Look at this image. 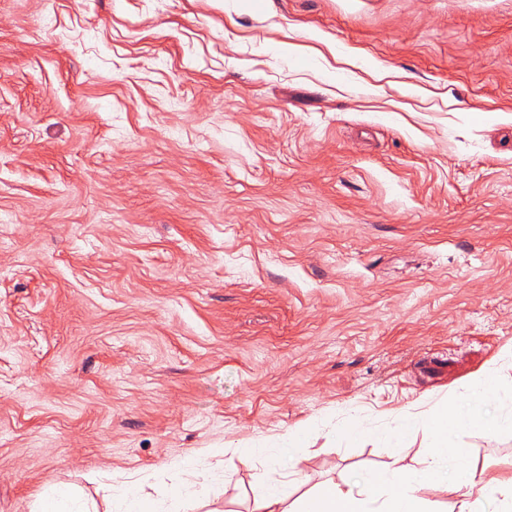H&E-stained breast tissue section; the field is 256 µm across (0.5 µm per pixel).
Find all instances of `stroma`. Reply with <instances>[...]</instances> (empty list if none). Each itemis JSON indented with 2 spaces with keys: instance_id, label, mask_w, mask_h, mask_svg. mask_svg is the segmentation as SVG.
<instances>
[{
  "instance_id": "35a3bbf8",
  "label": "stroma",
  "mask_w": 512,
  "mask_h": 512,
  "mask_svg": "<svg viewBox=\"0 0 512 512\" xmlns=\"http://www.w3.org/2000/svg\"><path fill=\"white\" fill-rule=\"evenodd\" d=\"M488 375L511 410L512 0H0V512L415 467L397 418ZM274 448H253L258 453L274 449L279 460L288 459L289 464L298 455L302 447L301 440L293 434H285L274 439ZM93 508L95 505H92ZM38 512H98L95 508L90 510L88 503L75 495L67 496L59 489L50 488L41 496V505Z\"/></svg>"
}]
</instances>
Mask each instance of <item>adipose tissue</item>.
I'll list each match as a JSON object with an SVG mask.
<instances>
[{"mask_svg":"<svg viewBox=\"0 0 512 512\" xmlns=\"http://www.w3.org/2000/svg\"><path fill=\"white\" fill-rule=\"evenodd\" d=\"M497 391L494 380L484 379L471 387L467 410L435 411L428 420L433 450L420 466L376 472L361 482L328 480L293 501L271 486L255 498L251 512H434L419 495L433 480L446 483L453 498L449 512H512V478H483L472 466L453 464L448 453L453 435L461 429L512 431V416L487 419L479 411L482 399Z\"/></svg>","mask_w":512,"mask_h":512,"instance_id":"1","label":"adipose tissue"}]
</instances>
